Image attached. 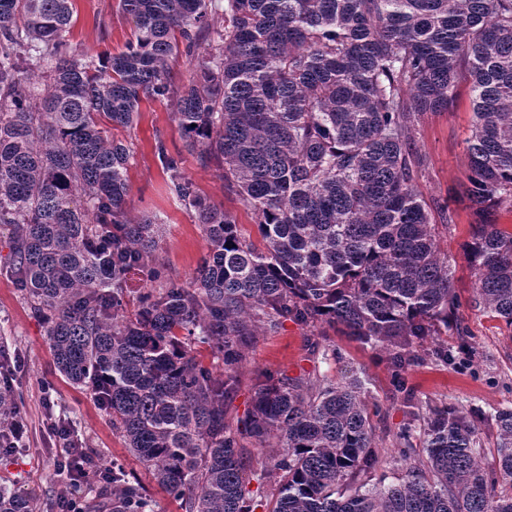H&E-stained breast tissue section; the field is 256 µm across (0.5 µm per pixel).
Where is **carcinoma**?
<instances>
[{"label": "carcinoma", "mask_w": 512, "mask_h": 512, "mask_svg": "<svg viewBox=\"0 0 512 512\" xmlns=\"http://www.w3.org/2000/svg\"><path fill=\"white\" fill-rule=\"evenodd\" d=\"M126 50L77 58L71 0H0V227L9 268L45 326L57 370L88 391L112 428L185 512H255L248 488L273 487L269 512H512V407L496 410V456L479 421L448 407L418 415L395 456L418 451L391 482H356L381 465L362 382L257 373L251 409L226 415L259 331L285 322L337 328L403 373L448 364L459 306L434 217L448 204L418 188L414 133L467 83L473 124L465 194L478 221L463 255L473 307L512 327V0H120ZM208 48L201 49L202 41ZM184 53L175 82L169 57ZM49 57L47 82L25 75ZM144 96L176 98L198 161L252 212L259 242L208 204L157 140L176 198L194 209L208 254L185 281L156 251L162 225L127 218L131 128ZM145 278L135 313L127 275ZM224 365L215 374L194 350ZM15 414L0 391V421ZM278 447L252 467L239 438ZM422 448H416L414 439ZM78 512H152L124 468L97 478ZM0 485V512H35Z\"/></svg>", "instance_id": "cac0c4a2"}]
</instances>
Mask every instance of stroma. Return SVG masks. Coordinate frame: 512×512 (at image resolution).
Masks as SVG:
<instances>
[{
    "instance_id": "35a3bbf8",
    "label": "stroma",
    "mask_w": 512,
    "mask_h": 512,
    "mask_svg": "<svg viewBox=\"0 0 512 512\" xmlns=\"http://www.w3.org/2000/svg\"><path fill=\"white\" fill-rule=\"evenodd\" d=\"M73 24L68 39L77 54L97 56L124 50L134 37V24L119 7V0H73ZM174 102L169 98H146L131 129L116 130L132 150L129 167L127 210L130 216H157L163 232L157 254L168 273L181 281L189 279L207 253V242L194 210L185 208L171 190L170 179L155 155L156 141H163L171 154L179 155L181 168L198 194L208 203L236 216L243 233H257L250 211L224 189L216 165H200L186 151L172 118ZM472 117L468 93H461L448 111L426 115L416 134L420 153L426 159L419 185L426 198L447 201L455 214L452 225L439 226L442 245L455 261V288L460 305L455 312L464 335L449 332L448 347L454 362L436 365L424 362L404 375L412 403L395 391L392 372L384 355L337 333L329 339L336 349L334 364L321 363L309 345L319 339V330L285 322L275 333L257 336L247 363L239 372V391L228 413L229 423L243 418L250 404L258 371L271 370L296 376L301 373L344 379L357 373L365 382L366 401L372 411L377 444L387 462L373 472L371 482L381 475L400 472L391 450L398 431L408 421V409L425 405L456 407L481 418L482 440L487 453L495 451L496 409L512 406V328L487 313L472 308V277L462 245L469 238L473 216L462 194L467 181L465 138ZM9 249L0 237V371L11 377L19 395L20 415L28 425L18 452L0 454V485H7L50 500L67 485L56 470L64 445L49 428L51 421L67 420L75 440L89 448L101 465L117 462L130 479L138 481L150 497L154 512H185L154 481L144 465L127 449L122 436L112 429L107 413L93 396L71 384L55 368L44 328L30 313L6 263Z\"/></svg>"
}]
</instances>
